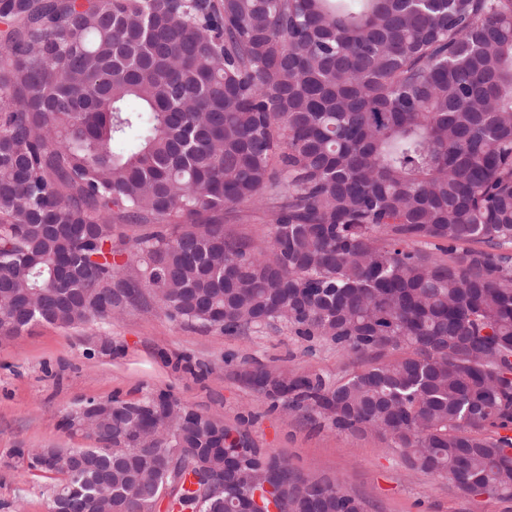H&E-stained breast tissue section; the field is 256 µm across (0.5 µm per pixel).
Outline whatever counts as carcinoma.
I'll list each match as a JSON object with an SVG mask.
<instances>
[{
	"label": "carcinoma",
	"instance_id": "carcinoma-1",
	"mask_svg": "<svg viewBox=\"0 0 512 512\" xmlns=\"http://www.w3.org/2000/svg\"><path fill=\"white\" fill-rule=\"evenodd\" d=\"M0 21V341L145 291L226 335L320 336L371 363L244 381L512 499V0H0ZM243 203L263 246L224 223ZM144 404L139 453L118 400L81 466L56 449L83 512H141L172 430L224 489L198 503L185 470L169 512H367L215 416ZM249 216L248 220L238 217ZM224 219L242 235L253 238L258 244L269 239V224L263 217L262 210L256 204L240 205L224 210Z\"/></svg>",
	"mask_w": 512,
	"mask_h": 512
}]
</instances>
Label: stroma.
<instances>
[{
    "mask_svg": "<svg viewBox=\"0 0 512 512\" xmlns=\"http://www.w3.org/2000/svg\"><path fill=\"white\" fill-rule=\"evenodd\" d=\"M258 366L317 373L333 383L358 361L287 328L229 336L173 321L149 298L112 321L74 329L37 324L0 343V512H49L58 477L30 469L28 451L97 447L96 437L66 425L67 414L91 400L160 394L221 417L302 477L336 480L364 497L368 512H512V500L466 497L445 479L409 470L399 450L377 436L285 413L243 381V372Z\"/></svg>",
    "mask_w": 512,
    "mask_h": 512,
    "instance_id": "1",
    "label": "stroma"
}]
</instances>
